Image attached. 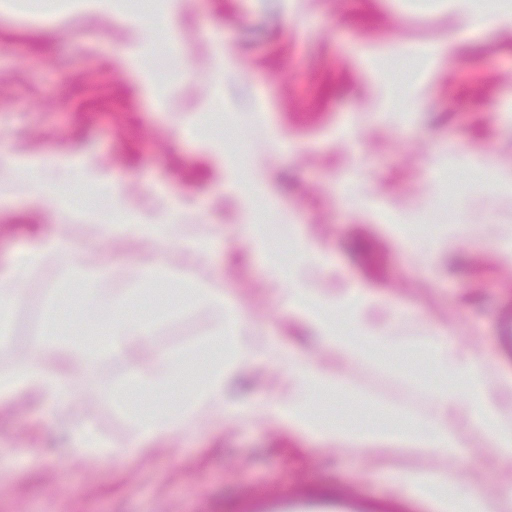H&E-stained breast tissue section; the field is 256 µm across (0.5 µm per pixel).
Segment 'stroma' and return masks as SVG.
I'll return each mask as SVG.
<instances>
[{"label":"stroma","instance_id":"stroma-1","mask_svg":"<svg viewBox=\"0 0 512 512\" xmlns=\"http://www.w3.org/2000/svg\"><path fill=\"white\" fill-rule=\"evenodd\" d=\"M484 23L463 25L450 0H182L174 31L134 35L108 15L62 16L61 0H0V151L51 164L89 163L121 184L132 208L190 200L186 224L207 226L208 261H175L140 285L133 262L159 254L133 239L96 240L80 217L62 219L52 196L0 208V266L36 238H65L66 255L35 271L0 369L31 356L46 324L44 302L93 252L104 294L156 296L184 278L230 290L265 340L246 392L250 407L280 374L279 358L301 339L271 293L264 257L241 224L270 216L294 224L323 252L308 277L330 292L364 290L373 317L397 335L438 329L491 365L512 371L500 340L512 323V188L490 174L512 171V0H482ZM459 31L455 45L448 35ZM231 50L223 89L212 74ZM198 126L224 139V157L180 141ZM265 169L270 197L240 199L250 164ZM470 226L456 236L454 215ZM398 219L412 251L389 226ZM435 238L451 250L426 251ZM148 348L181 354L211 334L202 306L156 313ZM130 364L101 355L57 407L28 395L0 402V512H230L247 489L336 485L397 502L402 472L439 458L368 465L354 453L256 415L227 421L205 407L193 426L131 448L132 411L113 398ZM337 414L371 424L432 411L430 372L416 381L370 365L344 368ZM92 428L118 457L74 460L66 434Z\"/></svg>","mask_w":512,"mask_h":512}]
</instances>
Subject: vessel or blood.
<instances>
[{
    "label": "vessel or blood",
    "mask_w": 512,
    "mask_h": 512,
    "mask_svg": "<svg viewBox=\"0 0 512 512\" xmlns=\"http://www.w3.org/2000/svg\"><path fill=\"white\" fill-rule=\"evenodd\" d=\"M379 501L362 492L333 487L275 491L250 489L234 512H381Z\"/></svg>",
    "instance_id": "1"
}]
</instances>
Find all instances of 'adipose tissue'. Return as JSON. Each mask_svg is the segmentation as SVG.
I'll return each instance as SVG.
<instances>
[{
	"instance_id": "adipose-tissue-1",
	"label": "adipose tissue",
	"mask_w": 512,
	"mask_h": 512,
	"mask_svg": "<svg viewBox=\"0 0 512 512\" xmlns=\"http://www.w3.org/2000/svg\"><path fill=\"white\" fill-rule=\"evenodd\" d=\"M112 206L120 210L119 220L100 212L83 213L84 219L99 227L105 238H134L151 249L169 254L182 252L200 261L207 259V238L201 234L186 237L180 232L182 206L171 205L166 219L143 221L125 211V196L117 186L112 189ZM63 248L61 240L42 241L15 252L6 268L0 270L1 337L10 334L13 311L24 299L22 286L29 274ZM267 269L271 282L279 286L277 295L286 311L310 331L312 341L324 351L320 358L300 348L289 352L284 360L288 370L287 395L261 402L269 415L283 420L297 433L351 449L364 459L398 454L443 458L444 466L411 470L403 481L407 494L429 496L437 512H512L511 479L498 483L491 492L480 478L464 481L457 473L471 430L485 434L488 455L503 463L512 462V420L505 418L496 392L486 387V368L481 359L458 353L441 337L427 339L424 346L434 356L432 372L445 384L432 392L435 414L409 423L364 427L351 420L315 413V404L340 385L342 366L378 362L385 353L404 350L406 343L389 329L371 322L373 302L361 290L339 299L290 284L289 274L277 261H269ZM189 293L195 303L215 313L208 342L210 352L201 359L204 376L177 407L140 416L132 447H144L154 439L184 429L202 406L222 402L234 376L256 369L260 362L251 321L230 294L201 284L191 285ZM80 314L85 323L103 332V342L112 352L131 358L148 344L149 323L132 316L124 299L103 296L97 288L87 289ZM33 347L31 359L0 372V401L21 394L52 403L65 401L72 394V379L88 371L95 355L94 350L51 336L38 338ZM151 362L150 374L132 371L126 385L155 395L165 394L180 376L183 359L157 352Z\"/></svg>"
}]
</instances>
